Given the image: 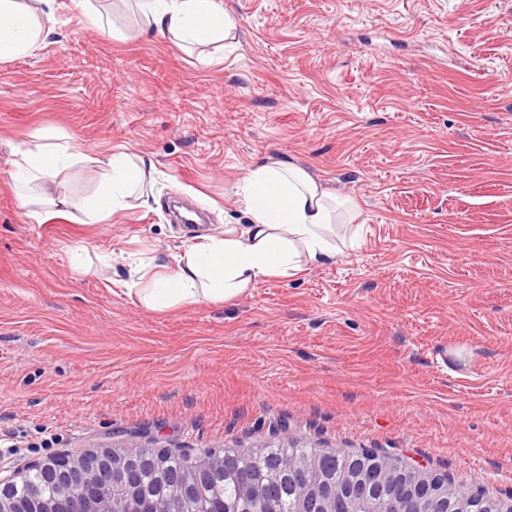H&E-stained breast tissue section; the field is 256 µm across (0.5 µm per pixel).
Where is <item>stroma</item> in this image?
<instances>
[{"mask_svg":"<svg viewBox=\"0 0 512 512\" xmlns=\"http://www.w3.org/2000/svg\"><path fill=\"white\" fill-rule=\"evenodd\" d=\"M91 2L125 39L71 0L0 60V454L22 470L145 429L193 457L393 449L511 493L512 0H219L237 39L202 51L139 36L134 0ZM44 128L152 159L148 203L27 218L7 171ZM270 157L349 199L343 255L146 310L123 254L196 242L168 198L206 212L199 234L246 223L237 188Z\"/></svg>","mask_w":512,"mask_h":512,"instance_id":"1","label":"stroma"}]
</instances>
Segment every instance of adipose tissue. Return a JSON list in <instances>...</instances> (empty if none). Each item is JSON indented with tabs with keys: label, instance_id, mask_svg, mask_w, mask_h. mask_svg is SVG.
<instances>
[{
	"label": "adipose tissue",
	"instance_id": "adipose-tissue-1",
	"mask_svg": "<svg viewBox=\"0 0 512 512\" xmlns=\"http://www.w3.org/2000/svg\"><path fill=\"white\" fill-rule=\"evenodd\" d=\"M146 27L170 35L183 47H203L236 37V25L217 0H136ZM59 0H0V59L36 50L55 30ZM37 149L20 148L9 177L22 207L35 222L47 214L84 213L97 224L127 210L131 199L155 182L154 162L124 149L96 157L57 143L46 130ZM92 162L103 172L96 194L79 200L65 190L66 175ZM241 201L248 223L228 224L175 257L172 264L148 266L130 253L135 291L150 310L220 304L269 277L292 278L310 264L336 260V197L303 167L273 161L247 172Z\"/></svg>",
	"mask_w": 512,
	"mask_h": 512
}]
</instances>
